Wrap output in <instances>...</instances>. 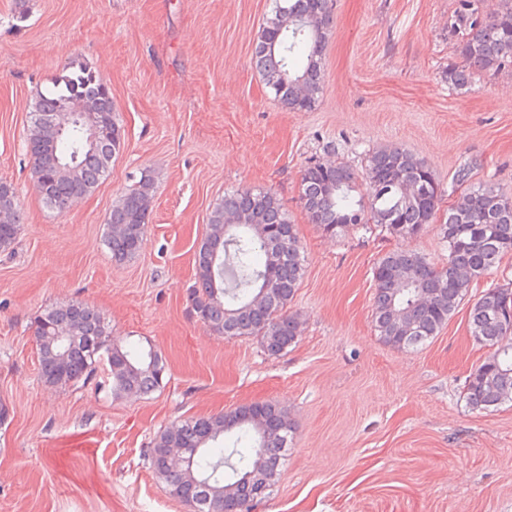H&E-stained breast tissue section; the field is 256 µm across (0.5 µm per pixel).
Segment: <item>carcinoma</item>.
Masks as SVG:
<instances>
[{"instance_id": "cac0c4a2", "label": "carcinoma", "mask_w": 512, "mask_h": 512, "mask_svg": "<svg viewBox=\"0 0 512 512\" xmlns=\"http://www.w3.org/2000/svg\"><path fill=\"white\" fill-rule=\"evenodd\" d=\"M331 0H278L255 47L254 64L275 99L292 112L314 108L323 92L322 55L332 26ZM456 51L463 66L448 71V83L469 87L482 73L512 68V0L479 17L475 0H460ZM71 98L89 105L112 150H97L81 120L63 133L49 122L59 102ZM125 144L107 84L84 64H72L53 88L37 95L28 148L38 192L45 203L65 209L104 179L112 156ZM465 186L440 224L448 263L437 267L405 248L387 251L373 267L372 322L385 343L414 348L434 339L459 307L469 304V330L489 354L466 382L474 410L512 401V325L495 312L512 304V287L495 286L471 298L474 281L489 274L512 252V195L488 183ZM302 200L311 223L335 234L348 225L375 224L394 238H415L433 223L443 190L430 164L398 145L373 150L362 174L347 164L313 163L302 174ZM365 193L353 195L357 185ZM153 179L146 175L108 216L106 244L123 261L147 242ZM0 249L16 241L22 224L13 186L0 182ZM305 255L296 225L270 190L242 188L214 207L196 254L192 311L204 325L226 337L257 336L278 355L298 341L300 321L287 312L305 273ZM41 377L52 386L87 382L105 364L112 397L147 395L160 387L165 366L154 351L112 341L103 314L86 304L67 303L35 319ZM294 426L271 402L231 408L220 415L192 416L174 423L152 442L148 461L168 494L192 512H234L269 495ZM236 433L224 456V435ZM181 448L187 460L172 456Z\"/></svg>"}]
</instances>
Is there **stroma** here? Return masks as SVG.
<instances>
[{
	"label": "stroma",
	"instance_id": "obj_1",
	"mask_svg": "<svg viewBox=\"0 0 512 512\" xmlns=\"http://www.w3.org/2000/svg\"><path fill=\"white\" fill-rule=\"evenodd\" d=\"M457 6L333 0L323 94L291 112L253 65L273 0H0V182L23 215L0 249V512H190L149 469L152 441L264 401L295 430L250 512H512V403L476 411L464 397L487 354L468 306L417 349L384 343L372 323L374 263L400 246L444 265L438 224L403 242L376 226L332 237L300 199L310 161L359 171L390 144L431 164L443 206L462 192V167L512 194V70L449 85ZM81 62L110 87L125 145L60 212L35 190L26 136L38 93ZM144 174L147 243L113 260L108 214ZM241 188L276 193L306 256L288 306L301 335L276 356L212 331L189 300L209 214ZM68 302L101 311L115 342L158 352L160 388L116 400L100 375L45 383L34 320Z\"/></svg>",
	"mask_w": 512,
	"mask_h": 512
}]
</instances>
